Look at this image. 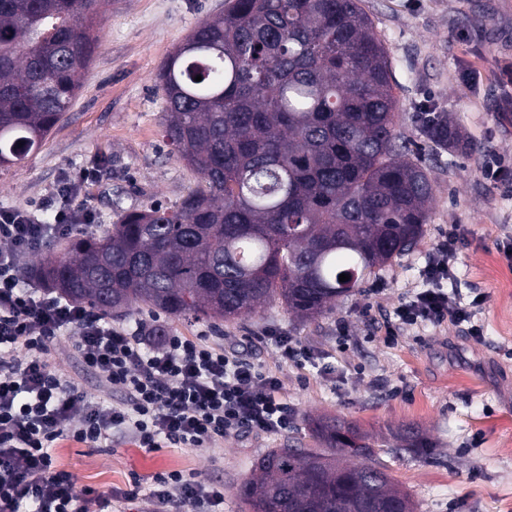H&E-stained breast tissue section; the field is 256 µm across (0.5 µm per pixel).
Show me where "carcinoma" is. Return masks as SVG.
<instances>
[{
    "label": "carcinoma",
    "mask_w": 512,
    "mask_h": 512,
    "mask_svg": "<svg viewBox=\"0 0 512 512\" xmlns=\"http://www.w3.org/2000/svg\"><path fill=\"white\" fill-rule=\"evenodd\" d=\"M96 4L0 0V167L72 106L100 12L74 17ZM158 80L163 137L202 183L54 244L28 273L58 298L224 322L277 301L315 319L423 235L431 173L400 143L391 62L360 0H225ZM422 120L437 146L467 147L448 113ZM312 437L321 447L258 459L238 488L246 512H414L357 428L320 418Z\"/></svg>",
    "instance_id": "cac0c4a2"
}]
</instances>
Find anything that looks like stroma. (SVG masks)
I'll use <instances>...</instances> for the list:
<instances>
[{
    "instance_id": "35a3bbf8",
    "label": "stroma",
    "mask_w": 512,
    "mask_h": 512,
    "mask_svg": "<svg viewBox=\"0 0 512 512\" xmlns=\"http://www.w3.org/2000/svg\"><path fill=\"white\" fill-rule=\"evenodd\" d=\"M361 4L392 62L398 130L434 180L421 240L314 321L297 319L277 303L231 324L147 307L116 318L130 330L158 321L178 336L246 350L281 378L295 419L288 430L232 436L210 449L175 445L149 452L125 442L90 448L65 440L59 461L78 487L119 493L132 477L147 486L157 473L181 470L222 482L224 512H242L237 489L257 459L272 448L313 447L311 421L335 417L378 446L396 445L407 426L430 443L425 453L381 457L416 512H512V266L501 257L512 241V186L481 174L485 162L512 158V0ZM223 8L224 0H109L96 26L99 47L73 105L39 150L0 169V207L29 209L52 222L46 204L59 180L92 165L100 169L86 186L95 232L117 223L126 209L179 205L200 177L162 136L157 75L198 22ZM428 107L453 118L469 150L439 149L422 136L420 116ZM452 224L460 240L448 301L480 299L474 322L482 336H466L448 322L385 343L394 308L421 288L425 258ZM341 320L348 334L340 340ZM270 329L310 347L314 363H284L264 337ZM74 343V334L61 336L48 360L88 398L120 403L121 394L83 370Z\"/></svg>"
}]
</instances>
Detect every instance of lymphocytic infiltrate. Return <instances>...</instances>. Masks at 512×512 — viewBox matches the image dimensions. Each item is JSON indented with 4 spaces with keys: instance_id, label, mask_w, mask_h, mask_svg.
I'll return each instance as SVG.
<instances>
[{
    "instance_id": "obj_1",
    "label": "lymphocytic infiltrate",
    "mask_w": 512,
    "mask_h": 512,
    "mask_svg": "<svg viewBox=\"0 0 512 512\" xmlns=\"http://www.w3.org/2000/svg\"><path fill=\"white\" fill-rule=\"evenodd\" d=\"M89 173L66 174L50 200L53 223L35 212L0 209V512H110L112 496L78 488L60 468L62 439L98 447L128 434L151 451L166 444L209 448L224 436L288 429L294 411L282 381L237 353L162 328L135 335L99 313L25 287L23 261L43 242L91 229L94 214L79 198ZM459 240L449 225L422 269L424 288L398 305L386 340L426 324L451 321L481 336L472 306H452L441 287L454 274ZM75 331L82 367L125 395L121 405L88 399L45 358L52 342ZM133 481L121 501L147 497L152 512H220L224 486L172 470L156 474L149 493Z\"/></svg>"
}]
</instances>
